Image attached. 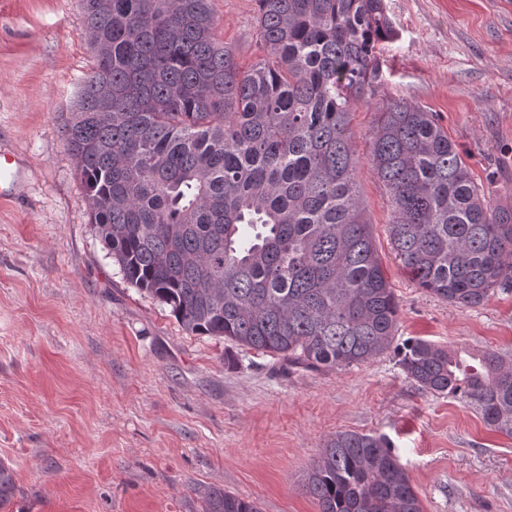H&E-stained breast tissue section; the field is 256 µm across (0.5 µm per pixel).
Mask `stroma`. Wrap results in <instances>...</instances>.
Returning <instances> with one entry per match:
<instances>
[{
  "mask_svg": "<svg viewBox=\"0 0 512 512\" xmlns=\"http://www.w3.org/2000/svg\"><path fill=\"white\" fill-rule=\"evenodd\" d=\"M399 32L379 52L350 128L357 185L400 306L391 349L343 369L288 365L188 333L128 285L88 222L59 112L94 65L75 0H0V151L20 183L0 198V512H203L218 488L262 512H319L304 478L342 431L387 438L422 512H512V437L400 365L429 340L512 358V289L449 305L395 260L387 193L365 158L375 108L437 115L492 205L512 208V0H385ZM241 66L262 53L257 0H213Z\"/></svg>",
  "mask_w": 512,
  "mask_h": 512,
  "instance_id": "35a3bbf8",
  "label": "stroma"
}]
</instances>
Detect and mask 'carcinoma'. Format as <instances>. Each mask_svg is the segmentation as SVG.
Segmentation results:
<instances>
[{
  "label": "carcinoma",
  "instance_id": "obj_1",
  "mask_svg": "<svg viewBox=\"0 0 512 512\" xmlns=\"http://www.w3.org/2000/svg\"><path fill=\"white\" fill-rule=\"evenodd\" d=\"M264 55L240 67L212 0H77L96 65L61 113L89 223L131 286L185 330L308 369L388 351L399 305L356 185L348 127L397 31L385 0H257ZM368 162L395 258L426 293L476 307L512 288V210L491 207L435 115L377 109ZM407 378L512 436V359L408 345ZM319 512H422L380 436L338 432L305 475ZM205 512H260L213 490Z\"/></svg>",
  "mask_w": 512,
  "mask_h": 512
}]
</instances>
